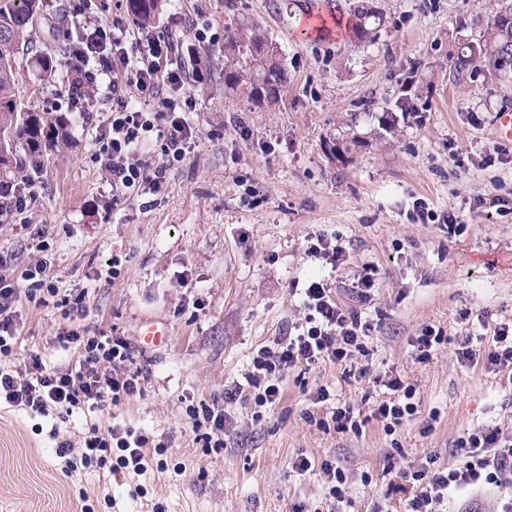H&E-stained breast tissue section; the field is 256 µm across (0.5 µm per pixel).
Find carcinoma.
Masks as SVG:
<instances>
[{"label":"carcinoma","instance_id":"cac0c4a2","mask_svg":"<svg viewBox=\"0 0 512 512\" xmlns=\"http://www.w3.org/2000/svg\"><path fill=\"white\" fill-rule=\"evenodd\" d=\"M127 11L139 26H151L158 0H127ZM43 0H0V184L44 152L67 141L68 125L61 115L39 112L24 104L16 92L21 68L27 65L33 25L42 17ZM357 38H367L380 25V18L365 8L355 9ZM480 51L512 61V19L494 16L483 35ZM39 76L55 78L61 60L51 54L35 59ZM249 88L253 100H277L284 83L277 47L251 27L224 36V85Z\"/></svg>","mask_w":512,"mask_h":512}]
</instances>
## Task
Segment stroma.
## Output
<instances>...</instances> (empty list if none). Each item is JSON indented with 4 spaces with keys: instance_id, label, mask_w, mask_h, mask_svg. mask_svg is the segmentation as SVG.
Segmentation results:
<instances>
[{
    "instance_id": "stroma-1",
    "label": "stroma",
    "mask_w": 512,
    "mask_h": 512,
    "mask_svg": "<svg viewBox=\"0 0 512 512\" xmlns=\"http://www.w3.org/2000/svg\"><path fill=\"white\" fill-rule=\"evenodd\" d=\"M63 0H45L30 55L64 56L55 18ZM375 10V38L307 35L309 16ZM493 0H162L152 26L164 37L179 13L183 62L221 59L227 30L259 27L280 49L287 83L275 104L257 105L246 86L225 87L218 71L194 82L187 117L194 147L167 172L154 203L133 195L118 207L95 159L96 129L70 112L58 83L23 73L29 105L64 114L66 145L40 159V181L18 222H0V251L15 270L51 262L58 290L46 305L21 303L20 357L41 354L64 367L62 331L84 327L137 342L146 323L165 326L162 347L135 358L143 392L103 409L34 415L0 405V512H332L319 466L345 473L346 512H390L380 495L396 468L434 454L460 463L458 446L481 425L512 439V375L461 365L456 350L473 315L512 321V160L492 125L512 101V72L480 59L455 64L481 40ZM348 153L337 154L338 145ZM460 225L413 221L416 202ZM340 237L347 260L330 268L308 252L312 237ZM378 270L364 308L365 352L340 367L320 362L290 372L281 399L261 421L254 403L226 406L220 448L205 447L191 415L239 379L254 352L287 335L301 316L295 281L328 276L339 303L362 266ZM86 289L84 318L67 316L62 296ZM446 340L417 360L422 328ZM399 375L415 388L417 413L387 433L370 415L384 398L373 383ZM362 420L361 433L322 429L329 407L319 387ZM120 423L165 444L148 451L143 474L66 473L56 446L79 445L91 424ZM306 456L315 468L298 474ZM512 479L449 497L447 512H499Z\"/></svg>"
}]
</instances>
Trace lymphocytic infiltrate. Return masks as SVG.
Listing matches in <instances>:
<instances>
[{
    "label": "lymphocytic infiltrate",
    "instance_id": "f902f5d3",
    "mask_svg": "<svg viewBox=\"0 0 512 512\" xmlns=\"http://www.w3.org/2000/svg\"><path fill=\"white\" fill-rule=\"evenodd\" d=\"M65 9L77 24L62 33L68 68L60 93L84 122H92L97 112L107 115L97 127V159L113 203H120L129 190L161 192L167 170L186 158L197 136L186 118L192 80L181 61L180 38L171 34L156 39L130 32L118 20L104 22L91 12L90 0H66ZM152 145L159 149L160 163L148 158ZM11 264V255L0 253V402L45 416L53 408L70 411L87 404L100 408L142 394V372L131 369L133 350L121 337L71 329L61 338L73 356L68 367L48 368L35 352L21 367L7 366L19 341V301L39 307L55 292L49 259L36 260L18 276ZM376 281L375 269L357 272L352 288L359 305L346 308L337 302L326 277L306 280L297 291L303 316L293 333L260 347L242 378L225 387L222 400L202 405L194 416V428L210 430L215 447H222L225 405L249 394L258 421L264 408L280 400L282 381L290 370L322 361L346 365L362 346L368 325L360 306L371 301ZM477 321L488 333V348L483 351L463 342L456 352L458 362L471 366L482 361L501 371L512 370V321L493 324L485 313ZM374 381L385 387L389 397L374 409L373 417L386 431H393L415 414L414 391L397 376L378 375ZM151 445L150 437L122 425L93 424L79 447L64 442L57 454L70 470L94 466L114 474L139 473L146 468ZM459 446L464 452L459 466L445 470L437 467L434 457H426L419 466L397 472L385 499L405 505L406 512H440L452 493L500 485L502 475L512 472V448L499 428H475Z\"/></svg>",
    "mask_w": 512,
    "mask_h": 512
}]
</instances>
